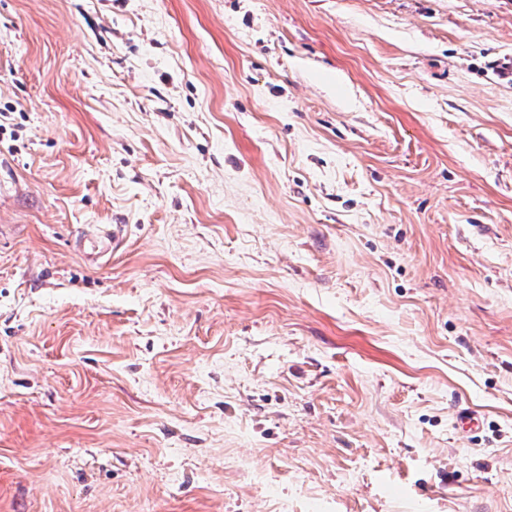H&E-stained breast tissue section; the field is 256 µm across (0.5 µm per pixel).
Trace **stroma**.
<instances>
[{"mask_svg":"<svg viewBox=\"0 0 512 512\" xmlns=\"http://www.w3.org/2000/svg\"><path fill=\"white\" fill-rule=\"evenodd\" d=\"M0 512H512V0H0Z\"/></svg>","mask_w":512,"mask_h":512,"instance_id":"stroma-1","label":"stroma"}]
</instances>
